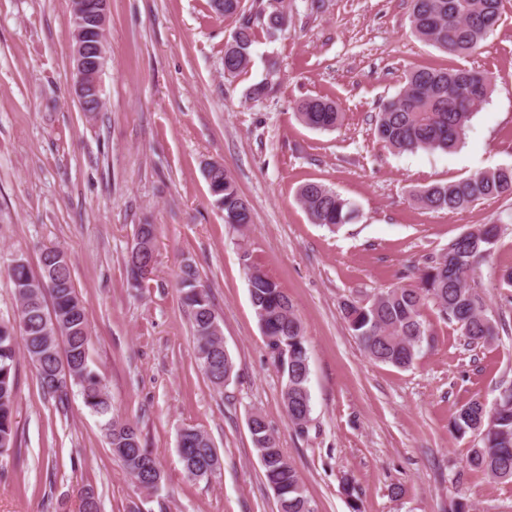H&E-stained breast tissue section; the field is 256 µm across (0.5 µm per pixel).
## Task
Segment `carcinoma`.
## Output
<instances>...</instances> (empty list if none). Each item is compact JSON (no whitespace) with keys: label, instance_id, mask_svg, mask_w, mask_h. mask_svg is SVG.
<instances>
[{"label":"carcinoma","instance_id":"obj_1","mask_svg":"<svg viewBox=\"0 0 512 512\" xmlns=\"http://www.w3.org/2000/svg\"><path fill=\"white\" fill-rule=\"evenodd\" d=\"M209 7L226 18L243 12L242 0H209ZM503 9L504 0H410V23L422 41L467 57L481 48ZM255 19L271 35L285 30L288 13L284 0H261ZM253 20H243L224 46L227 77L239 75L251 62ZM491 92L492 80L482 71L412 68L401 91L376 113V137L399 152L455 149ZM296 115L304 125L319 131H333L342 122L336 102L322 97L300 100ZM210 177L209 188L216 206L224 212V223H251V205L227 169L214 166ZM297 199L315 224L335 229L357 217L350 201L320 183L301 185ZM412 199L432 212H459L479 200L512 199V165L429 184L414 190ZM156 232L154 224L136 225L134 239L141 247L131 246L125 256L128 277L135 287L144 281L143 269L153 267ZM499 236L498 224H483L464 237H456L431 258L417 284L389 288L367 303L344 301L343 318L360 349L376 362L409 368L429 336L423 312L431 303L458 327L466 346L476 348L491 342L497 325L472 283ZM8 274L16 312L7 319L0 317V457L14 447L17 364L22 353L35 368L43 395L54 401L56 409L66 411L73 389L79 390L84 406L101 418L106 442L137 490L148 497L158 494L164 475L153 451L143 445L138 424L114 412L101 376L88 364L91 336L85 307L64 252L46 247L40 253L38 271L28 263L10 264ZM180 285L196 359L209 383L221 388L232 378L235 365L224 348L208 286L190 263L181 269ZM249 295L264 336L288 347V357L274 366L284 380L282 399L288 420L303 434L311 421L312 407L309 355L301 321L279 282L258 268L249 276ZM449 427L460 438H474L466 458L471 471L512 482V390L500 392L491 406L479 398L470 400L452 414ZM249 431L265 481L276 496L278 512H316L296 468L261 414L251 416ZM177 450L190 481H207L220 468L210 437L195 427L179 431ZM100 505L93 488L80 490L78 512H100Z\"/></svg>","mask_w":512,"mask_h":512}]
</instances>
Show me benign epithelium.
Returning a JSON list of instances; mask_svg holds the SVG:
<instances>
[{
  "label": "benign epithelium",
  "instance_id": "benign-epithelium-1",
  "mask_svg": "<svg viewBox=\"0 0 512 512\" xmlns=\"http://www.w3.org/2000/svg\"><path fill=\"white\" fill-rule=\"evenodd\" d=\"M109 0L89 4L85 0H70L73 41L72 73L74 90L79 102L93 93L102 100L101 73L106 61V34Z\"/></svg>",
  "mask_w": 512,
  "mask_h": 512
}]
</instances>
